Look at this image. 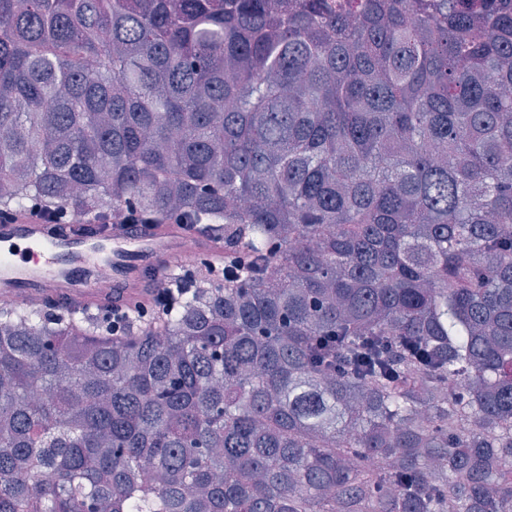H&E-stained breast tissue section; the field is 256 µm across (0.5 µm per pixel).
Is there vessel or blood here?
<instances>
[{"instance_id":"obj_1","label":"vessel or blood","mask_w":512,"mask_h":512,"mask_svg":"<svg viewBox=\"0 0 512 512\" xmlns=\"http://www.w3.org/2000/svg\"><path fill=\"white\" fill-rule=\"evenodd\" d=\"M185 236L178 224L56 232L28 216L0 223V298H74L90 308L98 303L94 282L105 266L121 301L142 299L149 275L179 263Z\"/></svg>"}]
</instances>
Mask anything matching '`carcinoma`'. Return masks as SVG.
Wrapping results in <instances>:
<instances>
[{"mask_svg":"<svg viewBox=\"0 0 512 512\" xmlns=\"http://www.w3.org/2000/svg\"><path fill=\"white\" fill-rule=\"evenodd\" d=\"M33 205L238 274L0 304V512H512V6L0 0Z\"/></svg>","mask_w":512,"mask_h":512,"instance_id":"cac0c4a2","label":"carcinoma"}]
</instances>
